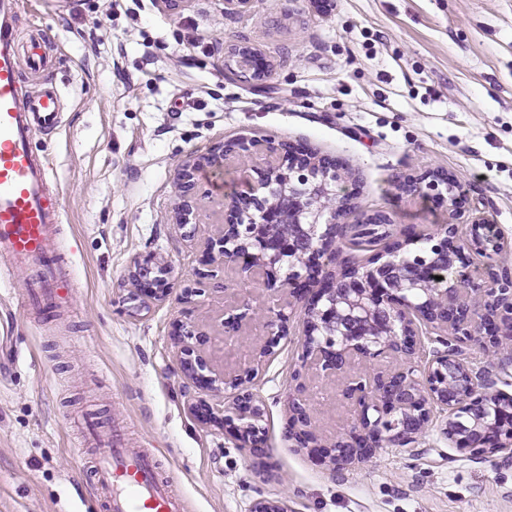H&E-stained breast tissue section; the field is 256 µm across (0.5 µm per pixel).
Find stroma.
Instances as JSON below:
<instances>
[{
	"label": "stroma",
	"instance_id": "35a3bbf8",
	"mask_svg": "<svg viewBox=\"0 0 512 512\" xmlns=\"http://www.w3.org/2000/svg\"><path fill=\"white\" fill-rule=\"evenodd\" d=\"M16 24L22 39H47L45 72L20 66L24 95L49 80L61 92L47 159L65 200L61 243L76 292L50 312L27 305L23 270L0 288V312L15 319L0 342V512H103L98 451L76 426L87 410L129 423L187 512H250L281 497L293 512H512V463L452 447L439 416L415 442L385 445L338 475L289 447L300 306L287 308L288 334L259 364L262 459L190 415L194 390L171 341L177 323L203 328L223 367L228 349L253 363L268 337L256 323L225 346V305L265 306L273 294L233 266L200 261L225 194L257 182L268 141L342 159L356 188L344 223L383 213L395 237L410 224L440 229L447 203L402 187L439 170L463 200L458 224L486 216L512 244V0H254L245 15L224 0H21ZM240 42L267 60L263 81L230 68ZM242 138L254 140L252 156L228 157L223 189L200 181L192 227L172 224L184 161ZM137 256L172 270L171 296L144 310L125 300ZM343 386L309 378L329 438L357 419Z\"/></svg>",
	"mask_w": 512,
	"mask_h": 512
}]
</instances>
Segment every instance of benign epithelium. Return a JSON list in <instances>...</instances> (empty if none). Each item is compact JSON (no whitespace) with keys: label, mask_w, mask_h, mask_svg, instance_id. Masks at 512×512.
<instances>
[{"label":"benign epithelium","mask_w":512,"mask_h":512,"mask_svg":"<svg viewBox=\"0 0 512 512\" xmlns=\"http://www.w3.org/2000/svg\"><path fill=\"white\" fill-rule=\"evenodd\" d=\"M231 55L237 67H247L254 80L265 78V68L254 65L256 49L235 45ZM247 151L249 146L242 140L233 145L224 142L182 164L175 183L176 226L189 224L190 216L199 208L194 189L200 176L223 172L226 157ZM267 152L269 160L257 183L248 192L231 195L225 201L221 227L205 242V262L233 263L246 277L261 267L270 272V290L283 289L303 304L302 367L329 375L343 372L356 357L368 363L387 355L411 359L421 348L418 329L422 325L454 336H469L482 343L487 353L512 364V289L487 288V299L475 307L466 291L457 287L473 256L512 257V248L504 244L495 226L477 218L463 234L457 224L448 221V232L439 239L443 246L437 247L436 269L428 273L405 264L401 248L387 257L377 255L363 265L355 263L344 272L335 265V244L344 228L339 221L344 199L336 191L341 181L339 170L320 171L315 180L292 186L282 181L284 170L308 171L319 166L321 155L276 145L268 146ZM452 182L447 173L428 171L410 185L416 190L426 187L435 191ZM250 221L259 227L288 224L294 229L296 244L283 250L274 241L264 251L243 250L241 227ZM285 263L305 266L304 273L288 283L278 280L277 271ZM129 275L147 300L162 302L170 296L169 271L150 258H134ZM438 276L442 280H436ZM254 320L264 321L274 336L259 351V357H269L274 354L276 339L288 333L281 308L243 305L224 309L225 338L236 337ZM201 336L193 326L176 328L173 343L180 369L194 387L224 395L230 406L222 408L205 398L191 397L187 400L190 413L203 424L225 426L237 446L250 455H263L258 422L265 408L253 392L258 368L238 365L216 371L199 348ZM301 377L299 370L292 375L295 386L289 406L298 412L289 413L285 436L294 447L329 458L335 469L373 458L382 444L384 422L396 413L413 426H402L394 444L425 435L436 408L448 413L443 433L455 447L473 456L496 454L512 462V428L503 426V418L512 419V397L493 389V381L473 373L451 349L422 366L394 372L371 368L350 380L344 395L357 397L358 422L329 446L322 444L316 432L309 413L308 388ZM251 512L292 509L284 496L276 501L259 499Z\"/></svg>","instance_id":"7a95c632"}]
</instances>
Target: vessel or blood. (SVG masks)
Here are the masks:
<instances>
[{
  "label": "vessel or blood",
  "instance_id": "1",
  "mask_svg": "<svg viewBox=\"0 0 512 512\" xmlns=\"http://www.w3.org/2000/svg\"><path fill=\"white\" fill-rule=\"evenodd\" d=\"M20 0H0V258L31 273L30 306L66 303L73 288L71 269L60 251L57 227L65 201L50 186L46 158L33 142L34 132L60 126V93L48 86L24 99L15 30ZM79 429L86 443L101 448L94 470L104 512H185L170 480L161 478L154 458L130 451L122 422H101L85 414Z\"/></svg>",
  "mask_w": 512,
  "mask_h": 512
}]
</instances>
